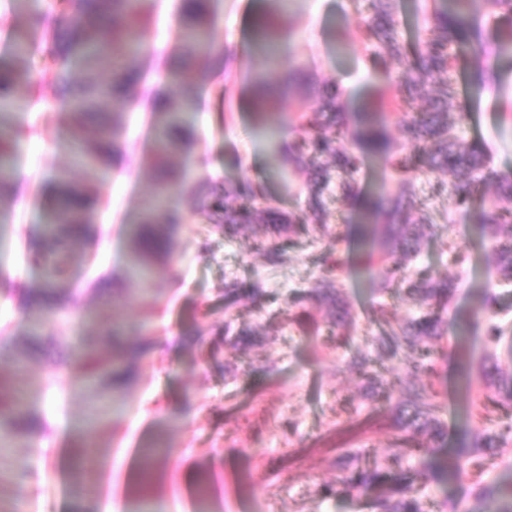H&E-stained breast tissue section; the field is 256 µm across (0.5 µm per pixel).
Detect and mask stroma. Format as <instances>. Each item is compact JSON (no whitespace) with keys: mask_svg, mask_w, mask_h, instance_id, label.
Wrapping results in <instances>:
<instances>
[{"mask_svg":"<svg viewBox=\"0 0 512 512\" xmlns=\"http://www.w3.org/2000/svg\"><path fill=\"white\" fill-rule=\"evenodd\" d=\"M57 0H0V68H13L14 30L34 20L50 21ZM259 0H217L214 40L227 61L206 58L191 73L197 91L195 113L197 152L205 159L191 185L173 196L171 205L186 221L172 225L170 257L144 284L143 294L104 300L96 292L104 277L125 274L124 226L139 211L152 187L155 170L150 155L148 116L143 108L123 114L119 163L109 165L99 179L106 200L97 214L105 234L96 236L84 251L70 256L59 281L69 296V325L61 340L46 354L32 359L19 372L28 391L27 406L42 429L28 443L0 449V473L27 467L21 482L0 484V501L23 504V512H127L129 490L140 489L144 499L180 505L195 512L199 490H207L213 512H366L360 504L337 507L335 498L321 494L335 486L340 472L336 457L342 449L365 446L368 454L387 451L397 430L393 416L374 409L365 397L364 381L344 368L345 349L328 339L312 341L310 326L326 328L327 307L312 311V325L302 324L295 292L318 286L323 274L307 238H289L269 224H248L232 236L223 226L208 223L203 203L220 195L226 183L262 188L256 207L272 206L279 215H300L305 209L306 183H282L287 153L264 149L257 137L249 107L248 77L265 67L252 47V27ZM371 12L369 0H296L281 21L292 34L284 46L278 70L280 82L294 65H305L318 83L333 84L342 92L348 140H355L365 124V111L383 87L385 69L360 42L358 28ZM178 0H159L145 47L146 87L176 92L167 79L178 62L173 35L178 27ZM32 75L20 89L24 101L23 132L15 147V183L0 196V343L20 342L25 327H39L44 312L28 308V288L40 281L30 261L40 248L37 226L45 209V187L56 171L72 180L86 176L74 165L64 144V106L53 84L42 80L46 59L39 45L28 57ZM470 112L457 127L459 137L484 147L490 167L512 174V76L481 96L463 95ZM354 179L363 197L379 190L397 192L389 154L367 157ZM456 179L442 172L424 173L414 181L413 199L442 212L454 209ZM325 229L342 230L340 256L346 264L343 289L353 309L358 334H375L371 307L389 308L397 320L413 316L410 305L391 292L379 293V279L370 277L366 258L383 220L365 217L363 210L329 199ZM456 240L467 256L458 261L448 248ZM289 244L287 262L271 265L266 251ZM408 276L427 273L457 280L448 304V335L437 341L441 356L435 389L447 411L448 445L466 446L476 418L470 410L480 397L478 388H465L456 357L464 351L480 362L487 344L470 322L484 296L496 301L502 321L512 323V285L501 284L493 263V245L472 218L460 217L425 236L417 255L407 263ZM235 284L238 303H224V287ZM151 305H144L143 296ZM99 314L83 323L86 310ZM235 319L249 328L254 341L232 347L224 342V322ZM143 326L150 348L135 359V379L120 394L122 410L93 431L91 441L98 465L90 477L93 499L69 490L61 473V455L70 447L74 430L84 424L93 389L71 387L70 344L78 336H96L113 321ZM179 330L176 344L166 340ZM161 439L165 451L151 466L134 471L117 467L151 439ZM476 473L446 476L432 484L430 508L443 502L459 512H483L473 494Z\"/></svg>","mask_w":512,"mask_h":512,"instance_id":"stroma-1","label":"stroma"}]
</instances>
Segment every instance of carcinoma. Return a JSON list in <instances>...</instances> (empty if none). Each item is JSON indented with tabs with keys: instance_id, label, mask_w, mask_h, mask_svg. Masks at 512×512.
Returning a JSON list of instances; mask_svg holds the SVG:
<instances>
[{
	"instance_id": "carcinoma-1",
	"label": "carcinoma",
	"mask_w": 512,
	"mask_h": 512,
	"mask_svg": "<svg viewBox=\"0 0 512 512\" xmlns=\"http://www.w3.org/2000/svg\"><path fill=\"white\" fill-rule=\"evenodd\" d=\"M215 0H179V27L175 40L181 68L193 70L198 61L215 52L212 41ZM489 14L512 20V0H484ZM269 11L260 15L256 24L255 48L270 64H277L283 43L290 31L278 25L275 17L284 13L288 0H266ZM155 0H61L60 8L49 23L34 24L39 45L48 60L42 79L53 83L66 108L68 145L84 167L90 183L83 187L71 182L68 172L55 174L50 188L57 198L55 208L46 212L41 225L42 236L54 247L41 254L42 280L30 292L47 301L50 312L47 326L50 336L26 333L20 345L0 347V445H11L29 439L37 428L34 415L26 408L24 397L17 391L12 371L41 353L44 343L55 339L64 297L58 292V280L64 272L69 254L85 249L94 230L102 193L94 178L107 167L115 154L121 134L120 111L134 105L142 92L144 70L141 53L150 34V19ZM373 13L362 27L364 42L375 50L376 59L386 64L395 60L399 69L388 73V89L370 105L368 125L358 137L360 151L349 145L344 133V112L338 93L319 91L315 107H300L291 118L302 135L288 144V164L301 174H316L309 189L307 210L322 223L327 216L325 193L339 191L341 199L359 201L354 174L369 154L385 148L384 123L395 119L402 145L413 149L399 153L392 167L399 175V196L382 191L361 202L373 214H385L391 233L373 243L383 252L399 251L407 257L417 252L423 229L431 230L447 220L440 212L423 205L413 212L400 206V198L411 192L417 173L449 170L472 176L488 168L489 156L480 148L463 143L452 130L464 124L468 112L459 104L456 77L457 48H467L469 83L474 95L500 83L494 60L512 55V25L490 27L478 24L470 13V0H428L432 25L426 37L409 46L396 35L395 0H372ZM32 44L31 31L18 29L13 37V54L21 66L0 72V195L13 187V140L7 132L19 128L18 89L31 82L24 65ZM178 96L155 93L149 95V110L155 117L153 160L157 179L144 199L137 219L130 227L128 242L127 283L148 281L157 264L170 252V238L161 231L163 224H180L184 218L172 214V195L192 180V169L173 163V157L192 147L196 139L192 120L191 99L195 90L188 77ZM252 104L259 129L267 133V146L283 150V125L270 122L271 110L277 103L264 73L250 77ZM432 82L437 98L430 110L412 113L424 85ZM239 189L224 187V197L215 199L207 212L211 224L224 225V234L232 235L243 224L261 222L264 210L237 202ZM288 239L307 235L312 230L303 218L288 215ZM477 224L495 243L494 261L501 279L512 283V175L496 176V197L480 208ZM318 265L327 277L322 287L296 297L299 305L312 301L336 307L334 325L336 341L349 344L353 324L340 281L345 265L323 247L316 255ZM398 280L405 285L403 296L427 311L404 322H393L385 308L374 311L379 331L367 336L363 345L351 351L346 365L357 372L375 390L378 397L391 402L397 393H407V407H394L399 435L387 453L362 463L358 450L346 451L337 465L346 472L340 479L342 492H376L370 501L372 512H425L427 483L440 478L439 454L447 445V424L442 419L444 407L437 399L431 382L437 374L435 352L423 350V340H436L448 332L447 307L456 284L452 280L422 275L406 278L403 264L387 270L385 281ZM484 317V338L490 345L505 336L504 327L496 320L493 300L486 297L479 311ZM71 384L75 387L96 385L100 388V404L86 422L76 444L78 468L90 463L91 448L87 434L105 417L115 414L113 403L130 379V369L112 366V357L99 349L89 336L80 340ZM386 362L407 368L406 374L383 369ZM470 384L477 380L492 390L485 396L483 410L487 420H496L497 428L474 432L471 445L455 449L450 468L456 474L464 471L471 459L485 450L494 458L503 457L512 448V371L503 370L489 354L484 357L478 375L470 367L460 365ZM477 496L492 503L486 512H512V490L506 507L493 505L494 488L477 483Z\"/></svg>"
}]
</instances>
